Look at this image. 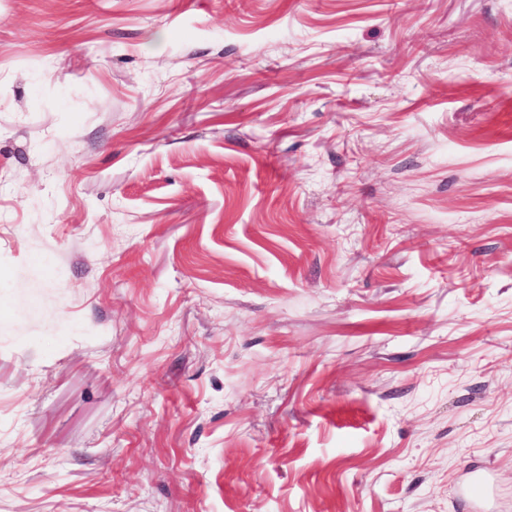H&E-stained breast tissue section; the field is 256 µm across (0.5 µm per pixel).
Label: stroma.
Instances as JSON below:
<instances>
[{"label": "stroma", "instance_id": "stroma-1", "mask_svg": "<svg viewBox=\"0 0 512 512\" xmlns=\"http://www.w3.org/2000/svg\"><path fill=\"white\" fill-rule=\"evenodd\" d=\"M512 512V0H0V512ZM461 496L475 511H484L491 498V481L486 470L473 471L461 486Z\"/></svg>", "mask_w": 512, "mask_h": 512}]
</instances>
